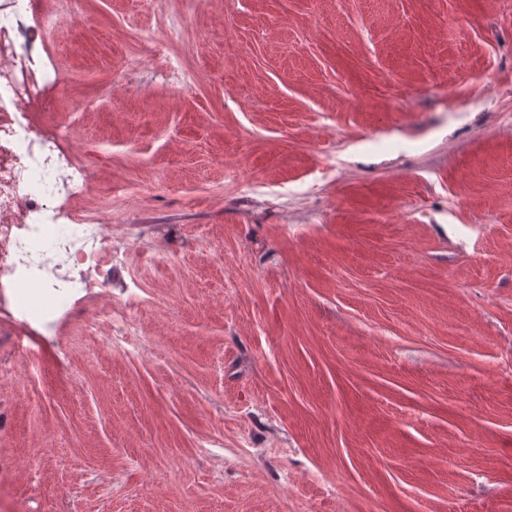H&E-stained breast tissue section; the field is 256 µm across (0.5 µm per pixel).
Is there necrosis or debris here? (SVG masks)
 Wrapping results in <instances>:
<instances>
[{
  "label": "necrosis or debris",
  "mask_w": 512,
  "mask_h": 512,
  "mask_svg": "<svg viewBox=\"0 0 512 512\" xmlns=\"http://www.w3.org/2000/svg\"><path fill=\"white\" fill-rule=\"evenodd\" d=\"M34 5L0 0V325L30 369L42 331L66 320L111 346L115 330L130 334L133 309L112 295V268L130 248L98 213L71 206L93 180L68 127L42 120L60 84L34 59L54 33Z\"/></svg>",
  "instance_id": "1"
}]
</instances>
